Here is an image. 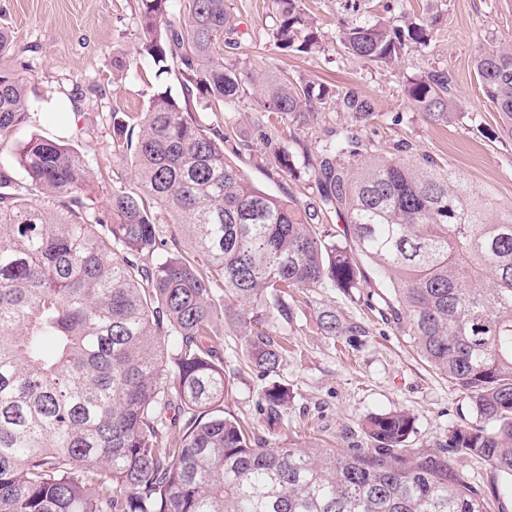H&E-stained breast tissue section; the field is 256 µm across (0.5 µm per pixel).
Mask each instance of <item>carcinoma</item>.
<instances>
[{"mask_svg":"<svg viewBox=\"0 0 512 512\" xmlns=\"http://www.w3.org/2000/svg\"><path fill=\"white\" fill-rule=\"evenodd\" d=\"M139 0L140 53L178 63L182 97L157 92L145 112L112 111L113 155L138 187L112 193L106 213L83 200L93 171L60 140L23 145L21 185L0 171V512H488L453 460L480 459L512 493V204L475 191L460 174L408 145L377 153L364 136L375 100L305 77L263 78L254 127L275 116L309 127L333 110L345 124L302 143L317 190L312 202L256 186L224 154L253 151L235 124L245 93L231 56L238 24L226 0ZM336 39L381 69L426 52L442 20L403 0H331ZM280 50H323L302 0H271ZM0 29V141L30 119L27 80L12 68ZM480 86L512 139V44L475 55ZM448 71L409 77L411 106L435 125L456 118ZM224 113L202 123L193 102ZM267 170L297 176L294 149L262 134ZM343 223L345 243L324 224ZM175 226L160 235L159 215ZM389 288L385 320L471 401L476 423L448 430V457L419 459L404 411L364 423L376 453L262 448L224 412L217 323L243 337L249 361L271 375L283 360L277 329L294 309L288 289L368 283ZM321 332L366 327L336 308L317 311ZM263 400L288 405L274 384Z\"/></svg>","mask_w":512,"mask_h":512,"instance_id":"cac0c4a2","label":"carcinoma"}]
</instances>
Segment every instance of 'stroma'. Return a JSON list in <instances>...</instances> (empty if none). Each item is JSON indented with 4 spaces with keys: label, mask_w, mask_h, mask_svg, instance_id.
Wrapping results in <instances>:
<instances>
[{
    "label": "stroma",
    "mask_w": 512,
    "mask_h": 512,
    "mask_svg": "<svg viewBox=\"0 0 512 512\" xmlns=\"http://www.w3.org/2000/svg\"><path fill=\"white\" fill-rule=\"evenodd\" d=\"M228 3L242 33L236 62L243 77L285 73L355 88L377 103L379 116L366 132L375 148L410 143L495 201L512 202V140L501 137L498 113L484 98L473 65L478 48L512 42V0H442L443 19L430 51L410 54L392 69L367 67L344 53L336 41L329 0H304L325 46L312 56L275 47L265 0ZM1 27L11 33L13 63L28 79L31 119L11 139L0 141V166L24 182L17 156L25 140L42 135L68 142L94 171L91 206L106 211L113 192L137 184L131 164L112 154V111L143 112L150 96L164 90L180 96L177 67L160 71L140 54L144 35L138 0H0ZM117 55L129 65L118 81L112 78ZM434 67L447 70L451 80L449 96L457 118L445 126L413 110L402 91L407 77ZM226 156L266 191L304 200L313 192L309 169H302L300 179L282 178L258 167L250 154L230 150ZM325 304L344 319L364 322L366 334L336 340L324 336L316 312ZM291 305L295 318L283 330L288 351L273 375L260 373L245 360L234 329L219 327V350L231 380L224 410L265 447L365 451L373 446L363 430L365 417L403 410L415 425L408 447L415 454L435 456L443 454L451 426L474 422L469 399L364 303L325 289L294 292ZM275 383L287 387L292 398L272 424L262 393ZM455 466L491 500L492 512H512V497L498 495L499 478L489 464L461 459Z\"/></svg>",
    "instance_id": "35a3bbf8"
}]
</instances>
